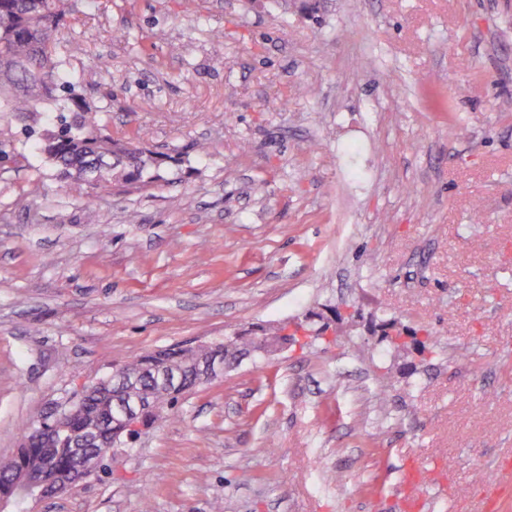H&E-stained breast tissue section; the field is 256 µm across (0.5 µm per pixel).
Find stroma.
Here are the masks:
<instances>
[{
    "instance_id": "obj_1",
    "label": "stroma",
    "mask_w": 512,
    "mask_h": 512,
    "mask_svg": "<svg viewBox=\"0 0 512 512\" xmlns=\"http://www.w3.org/2000/svg\"><path fill=\"white\" fill-rule=\"evenodd\" d=\"M113 138L64 182L0 112V458L137 356L322 313L34 512H483L512 467V0H80ZM416 331L390 348L382 319Z\"/></svg>"
}]
</instances>
